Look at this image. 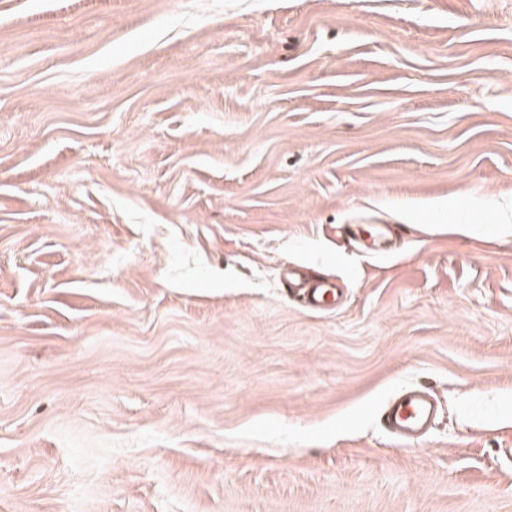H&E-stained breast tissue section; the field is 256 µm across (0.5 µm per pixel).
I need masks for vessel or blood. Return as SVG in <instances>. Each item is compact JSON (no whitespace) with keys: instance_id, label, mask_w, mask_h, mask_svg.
<instances>
[{"instance_id":"b4317fda","label":"vessel or blood","mask_w":512,"mask_h":512,"mask_svg":"<svg viewBox=\"0 0 512 512\" xmlns=\"http://www.w3.org/2000/svg\"><path fill=\"white\" fill-rule=\"evenodd\" d=\"M341 294V289L329 280H316L303 287L305 304L312 310L327 307ZM382 418L393 434L405 440H418L434 421L435 404L425 389L409 388L388 402Z\"/></svg>"}]
</instances>
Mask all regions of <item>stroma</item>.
<instances>
[{
	"mask_svg": "<svg viewBox=\"0 0 512 512\" xmlns=\"http://www.w3.org/2000/svg\"><path fill=\"white\" fill-rule=\"evenodd\" d=\"M507 203L512 0H0V512H512ZM303 297L309 309L321 310L332 304L342 294V288H336V283L329 280H315L303 285ZM382 418L389 430L405 440H419L435 418L432 396L423 388H408L390 400Z\"/></svg>",
	"mask_w": 512,
	"mask_h": 512,
	"instance_id": "obj_1",
	"label": "stroma"
}]
</instances>
